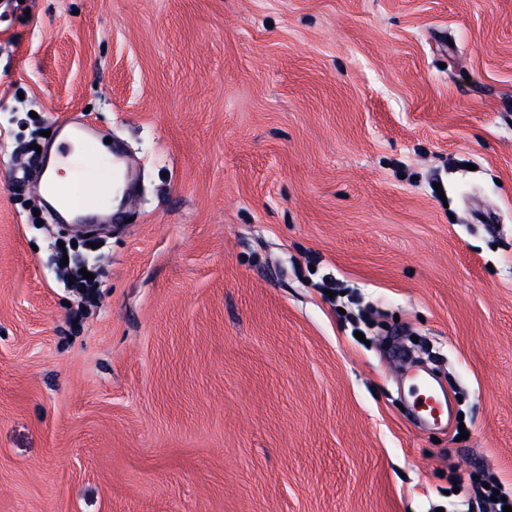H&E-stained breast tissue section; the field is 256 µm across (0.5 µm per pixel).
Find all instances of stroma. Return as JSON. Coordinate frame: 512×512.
Segmentation results:
<instances>
[{
  "instance_id": "35a3bbf8",
  "label": "stroma",
  "mask_w": 512,
  "mask_h": 512,
  "mask_svg": "<svg viewBox=\"0 0 512 512\" xmlns=\"http://www.w3.org/2000/svg\"><path fill=\"white\" fill-rule=\"evenodd\" d=\"M72 116L139 180L77 321L17 156ZM492 476L512 0H0V512H479Z\"/></svg>"
}]
</instances>
